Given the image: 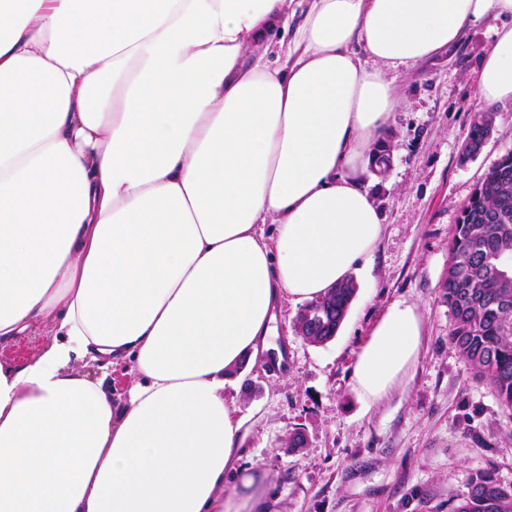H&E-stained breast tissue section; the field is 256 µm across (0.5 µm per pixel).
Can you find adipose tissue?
<instances>
[{"instance_id":"adipose-tissue-1","label":"adipose tissue","mask_w":512,"mask_h":512,"mask_svg":"<svg viewBox=\"0 0 512 512\" xmlns=\"http://www.w3.org/2000/svg\"><path fill=\"white\" fill-rule=\"evenodd\" d=\"M500 19L479 97L512 100V0H0V512H262L224 392L377 249L360 164L388 79ZM398 301L357 355L366 407L417 361ZM129 363L126 397L74 357ZM53 337L51 326L46 323L40 327L38 333L34 336H20L11 341H1L0 361L20 363L33 358L52 341Z\"/></svg>"}]
</instances>
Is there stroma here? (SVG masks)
<instances>
[{
    "mask_svg": "<svg viewBox=\"0 0 512 512\" xmlns=\"http://www.w3.org/2000/svg\"><path fill=\"white\" fill-rule=\"evenodd\" d=\"M500 22L468 28L448 50L394 73L403 100L387 139L391 166L365 170L363 185L383 232L373 260L354 274L356 294L336 336L307 342L295 330L301 305L276 311L284 363L241 362L226 390L244 419L238 466L263 477L268 512H448L451 497L487 469L512 484V414L478 381L449 341L443 298L448 248L463 204L512 150V102L494 107L480 154L464 144L479 100V63ZM416 304L423 336L416 365L373 408L353 389L358 351L392 303ZM306 436L290 448L294 430Z\"/></svg>",
    "mask_w": 512,
    "mask_h": 512,
    "instance_id": "stroma-1",
    "label": "stroma"
}]
</instances>
